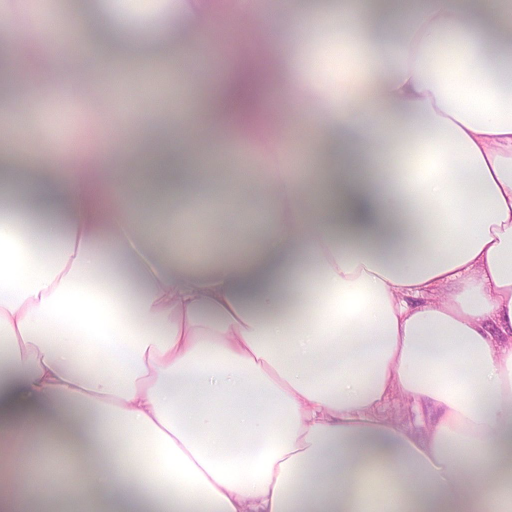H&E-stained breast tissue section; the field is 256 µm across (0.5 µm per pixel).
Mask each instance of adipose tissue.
I'll use <instances>...</instances> for the list:
<instances>
[{
  "label": "adipose tissue",
  "instance_id": "adipose-tissue-1",
  "mask_svg": "<svg viewBox=\"0 0 512 512\" xmlns=\"http://www.w3.org/2000/svg\"><path fill=\"white\" fill-rule=\"evenodd\" d=\"M117 53L197 52L212 0L113 25ZM512 0H411L381 64L305 80L272 63L307 118L190 115L275 153L307 127L315 185L278 166L269 212L194 226L138 224L113 140L112 201L91 171L45 170L0 194V512H512V44L488 20ZM426 410L423 431L381 413ZM96 492L63 494L57 463Z\"/></svg>",
  "mask_w": 512,
  "mask_h": 512
}]
</instances>
